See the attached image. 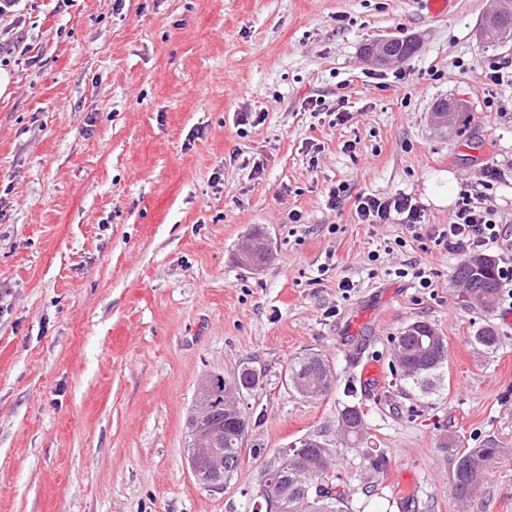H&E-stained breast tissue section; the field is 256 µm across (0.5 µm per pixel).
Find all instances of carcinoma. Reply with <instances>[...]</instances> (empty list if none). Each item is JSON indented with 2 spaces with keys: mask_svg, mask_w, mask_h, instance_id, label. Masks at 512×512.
I'll use <instances>...</instances> for the list:
<instances>
[{
  "mask_svg": "<svg viewBox=\"0 0 512 512\" xmlns=\"http://www.w3.org/2000/svg\"><path fill=\"white\" fill-rule=\"evenodd\" d=\"M489 45L496 46L512 41V15L501 17L494 25L484 28ZM455 281L463 286V294L473 298V303L483 309H492L500 295L496 260L485 254L472 255L457 265ZM478 349L493 351L498 336L490 327L479 329L474 336ZM394 369L401 379L421 389L448 361V343L445 337L425 321L407 325L394 342ZM329 361L319 354H307L291 362L286 380L293 383V390L305 398L318 399L329 393L333 381ZM243 421H238L237 417ZM236 415L234 410L222 405L215 406L209 417L207 432L214 445L222 453V470L215 473L221 480L230 479L238 469L241 446L251 427L247 413ZM341 441L348 447L365 442L368 427L363 410L356 404L345 406L338 415ZM442 447L452 449L454 464L449 472L448 485L460 501L467 499L479 476L483 463L495 456L498 449L486 443L477 448H454L448 441ZM337 449L317 436L311 438V446L301 449L295 457L274 461L278 469L280 488L288 498V512H349L344 492L336 490L341 475L334 468ZM369 474L383 472L389 459L381 448H368L365 452Z\"/></svg>",
  "mask_w": 512,
  "mask_h": 512,
  "instance_id": "carcinoma-1",
  "label": "carcinoma"
}]
</instances>
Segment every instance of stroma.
Wrapping results in <instances>:
<instances>
[{
  "label": "stroma",
  "instance_id": "1",
  "mask_svg": "<svg viewBox=\"0 0 512 512\" xmlns=\"http://www.w3.org/2000/svg\"><path fill=\"white\" fill-rule=\"evenodd\" d=\"M491 5L35 0L15 16L29 54L0 66V512H252L264 466L308 435L337 447L350 512H401L408 482L412 512H512V319L464 301L462 257L433 238L454 207L430 197L512 168V84L483 79L512 62V42L481 36ZM386 35L418 47L373 66L362 49ZM311 97L325 111H305ZM443 99L467 117L445 134L429 121ZM363 192L407 194L422 226L359 223ZM256 229L271 255L250 269L238 255ZM413 260L432 287L400 276ZM416 320L448 342L425 391L391 367ZM488 325L498 347L482 352ZM308 353L335 376L317 400L284 380ZM361 358L380 367V396L362 395ZM245 368L259 375L241 397L251 429L213 491L191 472L188 417L204 377ZM353 403L383 474L337 437ZM446 434L498 449L463 509Z\"/></svg>",
  "mask_w": 512,
  "mask_h": 512
}]
</instances>
